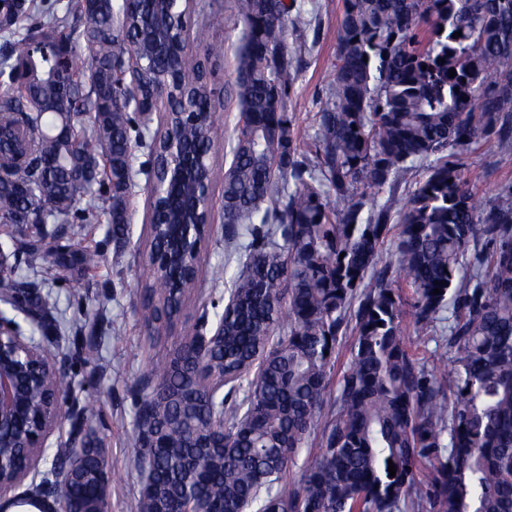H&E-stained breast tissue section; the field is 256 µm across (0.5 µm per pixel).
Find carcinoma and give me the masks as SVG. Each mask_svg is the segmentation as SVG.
Listing matches in <instances>:
<instances>
[{"instance_id":"carcinoma-1","label":"carcinoma","mask_w":512,"mask_h":512,"mask_svg":"<svg viewBox=\"0 0 512 512\" xmlns=\"http://www.w3.org/2000/svg\"><path fill=\"white\" fill-rule=\"evenodd\" d=\"M159 7L70 0L66 16L41 14L9 57L10 84L0 91V227L9 239L0 249L10 258L3 287L16 289L39 325L46 301L36 289L47 278L37 262L89 273L102 260L96 248L67 243L47 253L43 242L65 224L102 216L112 240L128 236L135 149L163 154L172 129L198 165L216 171L223 128L193 125L184 109L216 105L208 62L224 56V44L210 33L242 24L240 118L222 197L232 237L249 242L221 314L224 344L206 355V369L242 399L225 406L199 374L175 369L173 349L151 359L156 383L141 395L133 425L135 458L154 484L141 490L138 512H169L187 492L223 512L252 504L258 512H403L418 493L430 512H512V201L480 206L454 161L491 137L512 152V0H343L329 98L305 147L291 137L286 110L298 61L286 41L288 0H236L228 16L210 0L197 4L203 58L184 49L174 22L166 53L145 47L132 72L140 106L155 107L159 81L175 106L153 132L139 122L114 77L116 52ZM35 36L65 48L70 90L58 81L55 55L28 53ZM428 158L400 214L390 263L397 276L377 272L393 201L370 204L368 195L394 191L404 171ZM151 208L152 249L179 224L168 223L167 199ZM26 211L34 216L28 233L13 222ZM22 256L29 273L20 276ZM158 260L165 271L144 285L154 333L158 320L180 317L195 283L224 279V266L190 255ZM407 304L417 336L450 313L449 351L426 357L411 342ZM348 334L350 358L327 410L332 354ZM214 410L223 412L228 446L192 447ZM317 429L319 452L284 483ZM151 430L162 447H143ZM75 457L72 448L57 453L54 468L68 507L106 512L98 448L84 449L76 465Z\"/></svg>"}]
</instances>
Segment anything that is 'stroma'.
<instances>
[{
  "label": "stroma",
  "instance_id": "35a3bbf8",
  "mask_svg": "<svg viewBox=\"0 0 512 512\" xmlns=\"http://www.w3.org/2000/svg\"><path fill=\"white\" fill-rule=\"evenodd\" d=\"M297 2L302 12L288 18L286 39L290 48L299 51L301 62L291 74L287 110L294 138L306 143L314 134V115L329 96L343 0ZM214 35L224 43L223 59L212 65V85L224 105L219 116L225 135L213 160L217 169L223 170L230 161L228 139L238 119L231 87L240 33L221 27ZM456 161L484 201H500L505 187L512 185V153L502 152L496 139L463 151ZM212 198L210 240L200 258L208 264L227 265L233 272L244 256L225 242L228 230L222 222L221 182H214ZM131 209L129 237L120 246L108 236L107 224L65 225L66 241L98 247L103 259L90 273L67 271L59 279L48 280L44 288L49 297L45 334H37L23 314L15 316L24 335H39L44 345L66 358L68 387L61 401L62 411L74 405L93 409L92 424L103 438L102 452L111 467L108 512H138L141 474L132 453L133 419L137 395L147 382L152 348L175 347L202 314L223 310L230 289L226 283L197 286L190 293L181 321L157 341H149L144 298L138 288L146 269L143 243L150 217V194L144 185L135 187Z\"/></svg>",
  "mask_w": 512,
  "mask_h": 512
}]
</instances>
